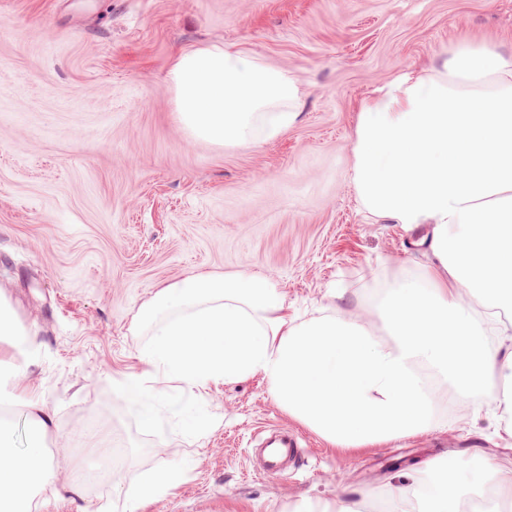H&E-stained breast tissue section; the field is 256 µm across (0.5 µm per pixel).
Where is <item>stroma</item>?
Segmentation results:
<instances>
[{
  "instance_id": "obj_1",
  "label": "stroma",
  "mask_w": 512,
  "mask_h": 512,
  "mask_svg": "<svg viewBox=\"0 0 512 512\" xmlns=\"http://www.w3.org/2000/svg\"><path fill=\"white\" fill-rule=\"evenodd\" d=\"M464 34L512 39V0H0V297L39 348L21 371L54 416L57 471L35 512H113L148 473L182 483L139 512H290L372 490L392 460L447 457L457 479L488 460L512 471V439L470 401L443 427L369 448H334L275 400L262 376L171 384L207 416L200 432L142 428L122 381L149 373L138 312L190 274L263 275L291 313L336 306L375 319V273L427 264L423 232L369 218L352 182L361 105ZM226 45L294 71L303 96L276 138L217 147L178 119L169 70L182 50ZM100 419L98 429L88 423ZM293 433L292 480L263 474L265 426ZM122 468L73 493L104 439Z\"/></svg>"
}]
</instances>
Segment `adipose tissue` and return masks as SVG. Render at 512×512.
Listing matches in <instances>:
<instances>
[{"label": "adipose tissue", "instance_id": "adipose-tissue-1", "mask_svg": "<svg viewBox=\"0 0 512 512\" xmlns=\"http://www.w3.org/2000/svg\"><path fill=\"white\" fill-rule=\"evenodd\" d=\"M178 117L193 138L234 146L274 137L297 117L301 81L244 51L181 52L169 73ZM353 182L369 215L427 227L432 261L394 272L378 301L381 329L341 309L300 322L259 274H194L159 289L138 316L154 324L142 358L162 375L124 386L146 429L158 408L184 419L171 382L203 386L262 375L274 398L341 448L438 427L440 404L490 408L512 438V50L457 40L428 68L365 101L355 129ZM29 443L16 451L0 416V512H32L53 467V419L34 389L21 400ZM459 482L442 457L386 486V512H469L512 503V475L483 462ZM163 466L127 494L123 512L183 480Z\"/></svg>", "mask_w": 512, "mask_h": 512}]
</instances>
